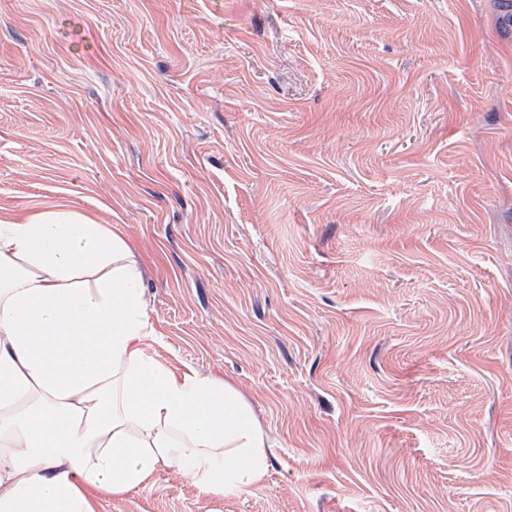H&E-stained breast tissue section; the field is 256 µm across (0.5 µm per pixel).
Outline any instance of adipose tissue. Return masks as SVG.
<instances>
[{"instance_id": "ef3b65f1", "label": "adipose tissue", "mask_w": 512, "mask_h": 512, "mask_svg": "<svg viewBox=\"0 0 512 512\" xmlns=\"http://www.w3.org/2000/svg\"><path fill=\"white\" fill-rule=\"evenodd\" d=\"M151 334L116 228L65 205L0 220V512H97L161 465L208 495L262 478L248 403L150 357Z\"/></svg>"}]
</instances>
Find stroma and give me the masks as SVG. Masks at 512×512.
<instances>
[{
  "instance_id": "obj_1",
  "label": "stroma",
  "mask_w": 512,
  "mask_h": 512,
  "mask_svg": "<svg viewBox=\"0 0 512 512\" xmlns=\"http://www.w3.org/2000/svg\"><path fill=\"white\" fill-rule=\"evenodd\" d=\"M118 225L147 352L262 479L99 512H512V26L495 0H0V218Z\"/></svg>"
}]
</instances>
